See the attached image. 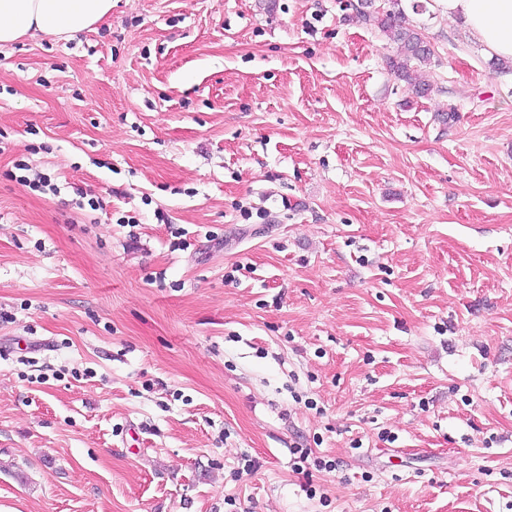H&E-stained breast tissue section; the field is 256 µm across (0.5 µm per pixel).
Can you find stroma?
Wrapping results in <instances>:
<instances>
[{
  "instance_id": "obj_1",
  "label": "stroma",
  "mask_w": 512,
  "mask_h": 512,
  "mask_svg": "<svg viewBox=\"0 0 512 512\" xmlns=\"http://www.w3.org/2000/svg\"><path fill=\"white\" fill-rule=\"evenodd\" d=\"M417 2L425 97L341 0L0 49V512H512V72Z\"/></svg>"
}]
</instances>
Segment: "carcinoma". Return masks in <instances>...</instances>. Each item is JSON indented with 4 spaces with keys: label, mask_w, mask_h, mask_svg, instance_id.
I'll use <instances>...</instances> for the list:
<instances>
[{
    "label": "carcinoma",
    "mask_w": 512,
    "mask_h": 512,
    "mask_svg": "<svg viewBox=\"0 0 512 512\" xmlns=\"http://www.w3.org/2000/svg\"><path fill=\"white\" fill-rule=\"evenodd\" d=\"M359 14L397 44V53L387 62L395 78L409 80L414 67L431 63L434 50L430 41L420 28L409 22L401 0H386L382 7L371 5Z\"/></svg>",
    "instance_id": "cac0c4a2"
}]
</instances>
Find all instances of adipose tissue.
<instances>
[{"label":"adipose tissue","instance_id":"adipose-tissue-1","mask_svg":"<svg viewBox=\"0 0 512 512\" xmlns=\"http://www.w3.org/2000/svg\"><path fill=\"white\" fill-rule=\"evenodd\" d=\"M489 57L512 62V0H437ZM112 10V0H0V48L24 37L70 38Z\"/></svg>","mask_w":512,"mask_h":512}]
</instances>
